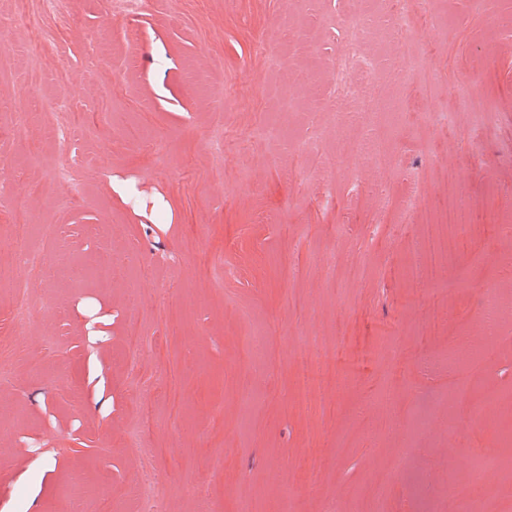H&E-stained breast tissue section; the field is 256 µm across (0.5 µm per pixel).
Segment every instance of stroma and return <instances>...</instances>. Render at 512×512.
I'll return each instance as SVG.
<instances>
[{
    "label": "stroma",
    "mask_w": 512,
    "mask_h": 512,
    "mask_svg": "<svg viewBox=\"0 0 512 512\" xmlns=\"http://www.w3.org/2000/svg\"><path fill=\"white\" fill-rule=\"evenodd\" d=\"M345 11L0 0V46L20 49L0 84V249L26 211L52 271L24 321L0 282V512H458L459 489L512 497L496 436L512 412V233L496 229L512 215V0H442L437 25H417L426 94L393 38L344 29ZM348 38L379 59L385 130L330 103L325 66ZM466 76L487 109L441 132L430 115ZM50 99L73 135L15 127ZM219 117L239 135L220 154ZM313 124L325 138L310 153ZM462 233L469 248L449 254ZM104 250L102 287L87 271ZM361 351L372 360L346 371ZM302 360L346 385L303 381Z\"/></svg>",
    "instance_id": "1"
}]
</instances>
